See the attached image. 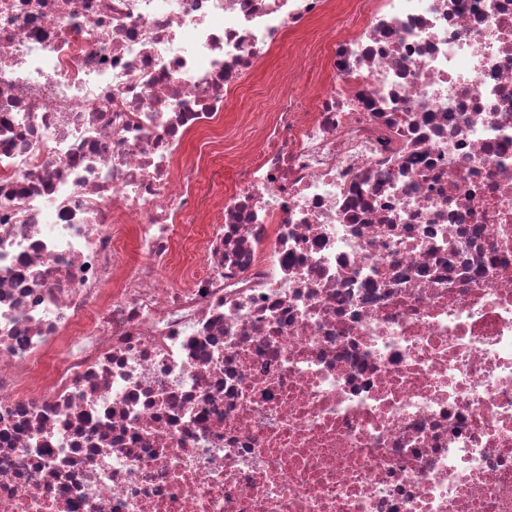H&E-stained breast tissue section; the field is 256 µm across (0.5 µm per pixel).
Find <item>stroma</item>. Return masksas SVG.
<instances>
[{
  "label": "stroma",
  "mask_w": 512,
  "mask_h": 512,
  "mask_svg": "<svg viewBox=\"0 0 512 512\" xmlns=\"http://www.w3.org/2000/svg\"><path fill=\"white\" fill-rule=\"evenodd\" d=\"M346 5L337 12L330 23L312 24L307 31L287 35L280 49L257 68L247 86L224 105L223 161L210 165L198 177L194 192L197 204L203 205L216 196L224 195L232 186V161L234 146L251 141V125L247 113H273L279 98L285 92L283 84L284 59H301L307 54L319 52L326 40L329 28L339 30L358 26L373 9L374 0H345Z\"/></svg>",
  "instance_id": "stroma-1"
}]
</instances>
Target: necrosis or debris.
I'll list each match as a JSON object with an SVG mask.
<instances>
[{"mask_svg":"<svg viewBox=\"0 0 512 512\" xmlns=\"http://www.w3.org/2000/svg\"><path fill=\"white\" fill-rule=\"evenodd\" d=\"M0 0V512H512V0ZM195 153L185 157V145ZM375 0H345L346 5L330 20L337 30L358 26L364 17L374 8ZM328 35L325 22L313 23L307 31L289 34L280 49L257 68L250 76L248 85L224 104V161L210 165L198 177L194 192L196 206L205 205L214 196L224 195L232 186L231 147L247 143L253 138L247 112L272 114L279 98L283 97V61L304 58L306 54L318 53ZM297 70L301 83L294 84L293 89L301 90L303 84H305L310 90L311 97L315 98L318 94H323L329 88L330 80L319 73L318 70L309 69L303 63L298 66Z\"/></svg>","mask_w":512,"mask_h":512,"instance_id":"necrosis-or-debris-1","label":"necrosis or debris"}]
</instances>
